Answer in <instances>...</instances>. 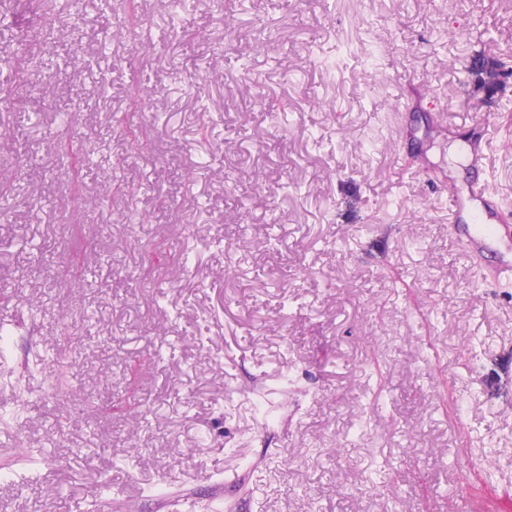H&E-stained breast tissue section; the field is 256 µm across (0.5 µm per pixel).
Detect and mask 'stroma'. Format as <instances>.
<instances>
[{
  "mask_svg": "<svg viewBox=\"0 0 512 512\" xmlns=\"http://www.w3.org/2000/svg\"><path fill=\"white\" fill-rule=\"evenodd\" d=\"M67 4L0 0V512H512V282L446 203L479 118L512 208V0Z\"/></svg>",
  "mask_w": 512,
  "mask_h": 512,
  "instance_id": "1",
  "label": "stroma"
}]
</instances>
